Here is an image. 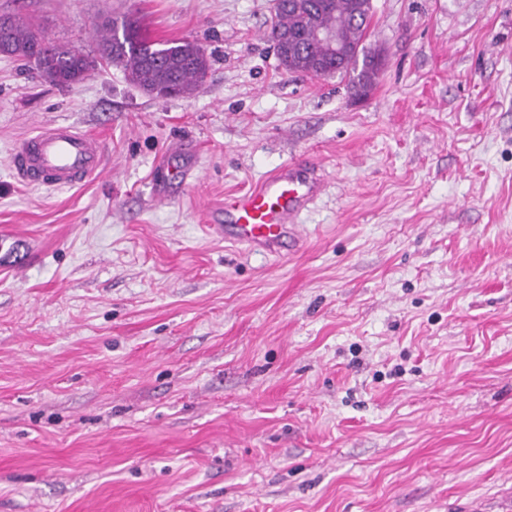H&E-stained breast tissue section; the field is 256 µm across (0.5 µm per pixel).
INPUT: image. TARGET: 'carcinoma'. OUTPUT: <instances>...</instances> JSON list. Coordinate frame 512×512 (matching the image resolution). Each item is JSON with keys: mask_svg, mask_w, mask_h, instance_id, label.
I'll return each instance as SVG.
<instances>
[{"mask_svg": "<svg viewBox=\"0 0 512 512\" xmlns=\"http://www.w3.org/2000/svg\"><path fill=\"white\" fill-rule=\"evenodd\" d=\"M372 0H276L275 16L268 32L273 43H281L288 34V48H278L280 64L288 72L312 76L344 74L347 69L336 64L335 54L325 43L311 39L319 28L339 30L349 45L364 40L372 14ZM41 51L38 75L65 87L62 78L79 84L96 66L95 61L80 52L58 51L42 31L31 22L19 19L0 24V55L31 61ZM99 55L108 64L120 67L131 81L146 93L165 97L187 96L205 83L210 60L197 42L182 40L168 47L150 39L140 20L126 14L104 22L99 30Z\"/></svg>", "mask_w": 512, "mask_h": 512, "instance_id": "cac0c4a2", "label": "carcinoma"}]
</instances>
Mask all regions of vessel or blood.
Wrapping results in <instances>:
<instances>
[{
	"mask_svg": "<svg viewBox=\"0 0 512 512\" xmlns=\"http://www.w3.org/2000/svg\"><path fill=\"white\" fill-rule=\"evenodd\" d=\"M17 177L27 185L71 187L104 168L101 140L59 122L42 124L12 152ZM320 191L314 167L289 163L257 188L224 199V221L210 230L225 242L271 254L295 251L303 243L297 218ZM37 250L30 236L0 232V268L24 270Z\"/></svg>",
	"mask_w": 512,
	"mask_h": 512,
	"instance_id": "1",
	"label": "vessel or blood"
}]
</instances>
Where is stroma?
Instances as JSON below:
<instances>
[{
	"label": "stroma",
	"mask_w": 512,
	"mask_h": 512,
	"mask_svg": "<svg viewBox=\"0 0 512 512\" xmlns=\"http://www.w3.org/2000/svg\"><path fill=\"white\" fill-rule=\"evenodd\" d=\"M372 4L359 97L281 67L273 0H0L97 61L63 88L0 56V226L43 246L0 271V512H512V0ZM127 13L205 48L199 92L98 61ZM43 122L105 175L20 182ZM299 161V251L207 234Z\"/></svg>",
	"instance_id": "stroma-1"
}]
</instances>
